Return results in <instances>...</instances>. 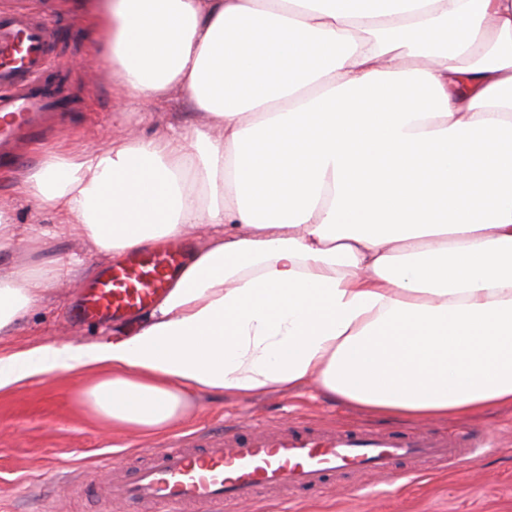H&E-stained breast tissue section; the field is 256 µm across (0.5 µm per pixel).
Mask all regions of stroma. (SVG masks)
<instances>
[{"label": "stroma", "mask_w": 512, "mask_h": 512, "mask_svg": "<svg viewBox=\"0 0 512 512\" xmlns=\"http://www.w3.org/2000/svg\"><path fill=\"white\" fill-rule=\"evenodd\" d=\"M18 4L58 25L54 65L66 80L70 104L65 120L45 135V142L66 140L77 148H90L124 129L152 137L167 132L172 124L206 123V116L180 93L156 102L119 97L110 87L74 0H0V9ZM36 156L35 144L29 143L9 161L0 160V203L9 206L17 224L56 221L53 212L37 208L15 192L18 165ZM61 255L83 258V274L71 279L68 287L52 289L11 335H0V349H26L51 338L89 340L112 330L109 322L78 326L71 321L73 305L106 266L82 240L51 239L36 251L21 247L10 260L24 270L47 266ZM74 385L73 378L60 374L16 394L0 395V512H128L121 500L103 503L77 491L76 481H101L102 461L109 456L133 462L139 448H160L186 436L221 431L228 424L278 426L294 416L319 426L365 423L394 434L415 428L462 431L485 437L487 445L455 470L435 466L420 475L409 476L399 469L383 478L368 473L339 478L325 489L295 493L289 512H512L511 405L466 419L413 421L333 403L311 387L290 395L211 393L197 398L195 415L184 426L142 437L87 422L71 405Z\"/></svg>", "instance_id": "obj_1"}]
</instances>
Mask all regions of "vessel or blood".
I'll return each mask as SVG.
<instances>
[{"label":"vessel or blood","instance_id":"obj_1","mask_svg":"<svg viewBox=\"0 0 512 512\" xmlns=\"http://www.w3.org/2000/svg\"><path fill=\"white\" fill-rule=\"evenodd\" d=\"M56 49L48 19L23 9L0 11L1 155H13L21 140L43 134L58 118L64 86L49 71ZM186 253V242L173 239L105 268L87 289L76 322L119 320L150 306L180 274ZM476 445L468 433L391 434L304 424L269 432L254 426L140 449L139 464L111 467L109 480L95 489L148 512H236L262 493L284 500L351 471L383 477L402 462L415 474L451 466Z\"/></svg>","mask_w":512,"mask_h":512}]
</instances>
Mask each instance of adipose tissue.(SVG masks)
I'll use <instances>...</instances> for the list:
<instances>
[{
  "label": "adipose tissue",
  "instance_id": "adipose-tissue-1",
  "mask_svg": "<svg viewBox=\"0 0 512 512\" xmlns=\"http://www.w3.org/2000/svg\"><path fill=\"white\" fill-rule=\"evenodd\" d=\"M123 96L183 93L208 123L19 173L56 224L0 208V335L78 261L196 249L132 328L0 353V394L59 373L88 419L152 435L193 398L316 385L409 418L512 405V0H82Z\"/></svg>",
  "mask_w": 512,
  "mask_h": 512
}]
</instances>
